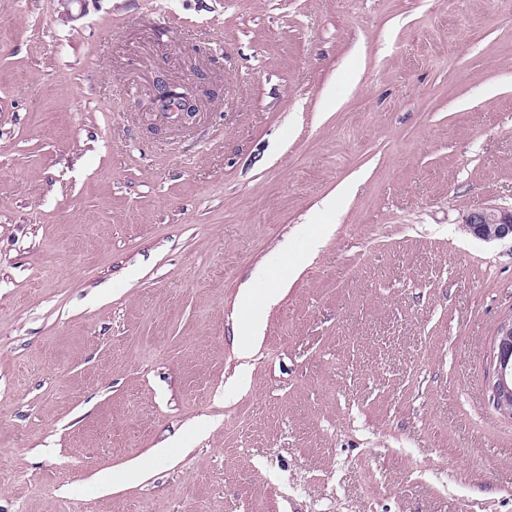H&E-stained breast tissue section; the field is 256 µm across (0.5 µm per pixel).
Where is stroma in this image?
Here are the masks:
<instances>
[{"label":"stroma","instance_id":"obj_1","mask_svg":"<svg viewBox=\"0 0 512 512\" xmlns=\"http://www.w3.org/2000/svg\"><path fill=\"white\" fill-rule=\"evenodd\" d=\"M480 205L512 0H0V512H512ZM256 288H241L238 296V305L240 313L247 318L250 336L243 341L241 350L244 355H248L253 345L260 340L264 329V316L262 310L256 304Z\"/></svg>","mask_w":512,"mask_h":512}]
</instances>
